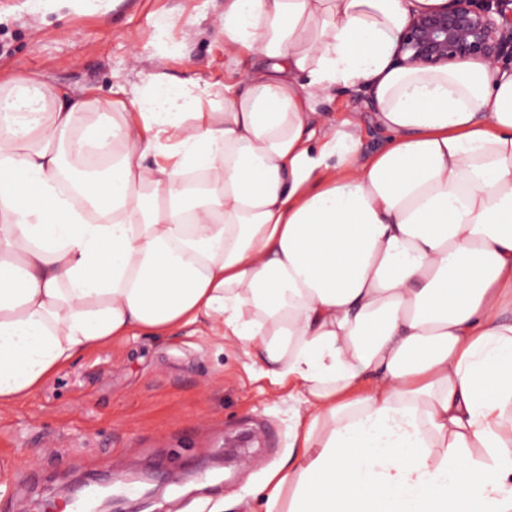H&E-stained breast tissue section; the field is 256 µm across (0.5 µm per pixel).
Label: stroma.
Instances as JSON below:
<instances>
[{
	"label": "stroma",
	"mask_w": 512,
	"mask_h": 512,
	"mask_svg": "<svg viewBox=\"0 0 512 512\" xmlns=\"http://www.w3.org/2000/svg\"><path fill=\"white\" fill-rule=\"evenodd\" d=\"M224 0H0V80L23 74L111 97L143 71L223 82L214 25ZM327 123L357 116L361 153L385 143L366 91L335 89ZM243 351L200 324L131 336L84 354L27 399L0 409V512H31L71 485L138 501L150 475L154 512H261L263 475L287 457L296 403ZM249 436L240 458L228 441Z\"/></svg>",
	"instance_id": "35a3bbf8"
}]
</instances>
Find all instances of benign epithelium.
<instances>
[{
    "label": "benign epithelium",
    "instance_id": "benign-epithelium-1",
    "mask_svg": "<svg viewBox=\"0 0 512 512\" xmlns=\"http://www.w3.org/2000/svg\"><path fill=\"white\" fill-rule=\"evenodd\" d=\"M503 0H444L411 16L395 52L399 66L495 64L512 48V12Z\"/></svg>",
    "mask_w": 512,
    "mask_h": 512
}]
</instances>
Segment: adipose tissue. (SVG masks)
I'll list each match as a JSON object with an SVG mask.
<instances>
[{
	"label": "adipose tissue",
	"mask_w": 512,
	"mask_h": 512,
	"mask_svg": "<svg viewBox=\"0 0 512 512\" xmlns=\"http://www.w3.org/2000/svg\"><path fill=\"white\" fill-rule=\"evenodd\" d=\"M442 2L224 0L264 65L221 85L0 82V407L205 321L298 403L263 512H512V68L396 66ZM339 86L371 92L367 159L316 120Z\"/></svg>",
	"instance_id": "adipose-tissue-1"
}]
</instances>
